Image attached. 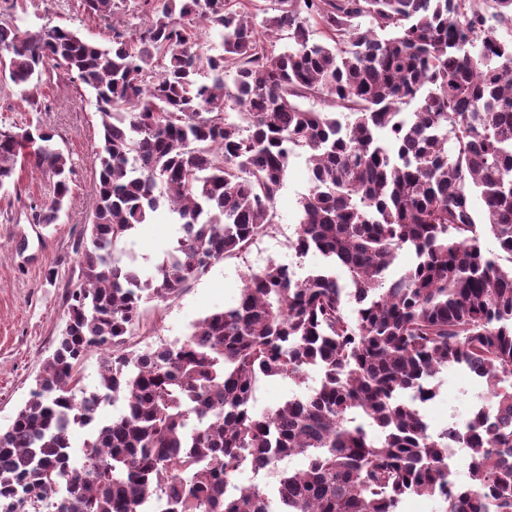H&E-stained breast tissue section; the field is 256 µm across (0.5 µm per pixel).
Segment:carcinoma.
<instances>
[{
  "label": "carcinoma",
  "mask_w": 512,
  "mask_h": 512,
  "mask_svg": "<svg viewBox=\"0 0 512 512\" xmlns=\"http://www.w3.org/2000/svg\"><path fill=\"white\" fill-rule=\"evenodd\" d=\"M81 4L128 21L102 45L0 20V68L28 111L42 85L80 82L99 136L60 339L0 428V512H399L411 495L512 512V37L488 25L512 32V0H273L280 51L257 35L253 0ZM204 34L222 51L202 52ZM322 96L332 110L303 107ZM54 137L39 121L0 127V188L29 168L54 179L37 224L70 201ZM299 151L310 188L291 248L322 269L299 281L270 261L182 342L140 347L156 332L145 303L168 305L279 223ZM160 211L179 236L147 273L120 244ZM404 248L416 262L393 279ZM451 367L488 396L468 426L433 433L420 405ZM275 376L304 392L256 410V384ZM102 402L119 414L98 419ZM73 425L89 432L80 465ZM452 446L468 453L465 484L448 477ZM296 456L304 468L283 463Z\"/></svg>",
  "instance_id": "1"
}]
</instances>
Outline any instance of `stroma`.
<instances>
[{"label": "stroma", "mask_w": 512, "mask_h": 512, "mask_svg": "<svg viewBox=\"0 0 512 512\" xmlns=\"http://www.w3.org/2000/svg\"><path fill=\"white\" fill-rule=\"evenodd\" d=\"M0 14L12 16L24 29L60 25L96 41H103L106 21L84 14L80 0L58 10L52 0H0ZM43 121L70 158L71 198L54 224L33 223L31 214L51 193L47 176L24 177L19 185L0 189V428L6 427L29 398L43 360L55 348L64 325L67 289L78 282L77 246L95 202L92 172L97 143L93 95L80 84L50 87L40 97ZM310 187L306 158L294 156L276 209L279 224L274 233L258 237L241 256L216 262L179 298L163 309L146 303L145 315L155 322L154 342H182L194 323L209 313L231 306L242 278L269 261L296 265L306 276L321 263L316 255L297 259L291 247L298 222V201ZM178 229L167 217L140 225L126 248L150 269L158 261L157 245L171 243ZM436 397L422 414L430 430L438 431L467 417L485 394L482 379L468 370H442L435 379Z\"/></svg>", "instance_id": "1"}]
</instances>
